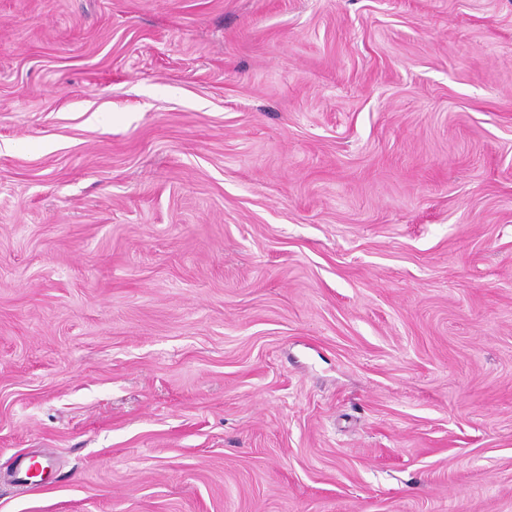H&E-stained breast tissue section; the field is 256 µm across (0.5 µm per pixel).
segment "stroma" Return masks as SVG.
I'll return each mask as SVG.
<instances>
[{"mask_svg": "<svg viewBox=\"0 0 512 512\" xmlns=\"http://www.w3.org/2000/svg\"><path fill=\"white\" fill-rule=\"evenodd\" d=\"M0 512H512V0H0ZM54 467L53 460L47 458L40 462V467L32 471L29 465L22 467L16 474L15 480L18 485L31 492H42L52 488V483L45 478V474Z\"/></svg>", "mask_w": 512, "mask_h": 512, "instance_id": "1", "label": "stroma"}]
</instances>
